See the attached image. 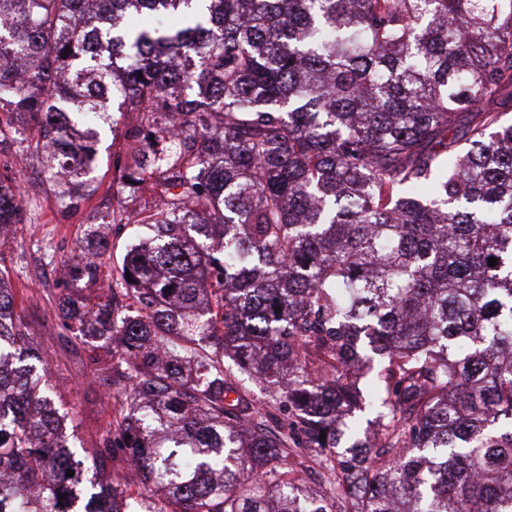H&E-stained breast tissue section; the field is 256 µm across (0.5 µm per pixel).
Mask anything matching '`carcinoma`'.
<instances>
[{"mask_svg":"<svg viewBox=\"0 0 512 512\" xmlns=\"http://www.w3.org/2000/svg\"><path fill=\"white\" fill-rule=\"evenodd\" d=\"M85 2L0 0V60L31 58L0 64V228L29 166L78 208L122 128L112 224L143 233L61 317L128 383L99 448L144 493L85 477L0 272V512H512V0Z\"/></svg>","mask_w":512,"mask_h":512,"instance_id":"cac0c4a2","label":"carcinoma"}]
</instances>
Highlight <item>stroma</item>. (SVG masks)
<instances>
[{
  "mask_svg": "<svg viewBox=\"0 0 512 512\" xmlns=\"http://www.w3.org/2000/svg\"><path fill=\"white\" fill-rule=\"evenodd\" d=\"M97 175L101 179L98 191L79 211L68 214L33 170L24 171L25 221L0 246L7 257L5 282L15 294L25 341L53 374L54 404L73 427L78 458L89 474L123 469V458L100 454L99 441L116 410L129 403L130 395L113 374L106 353L91 350L65 330L57 303L63 297L87 305L106 300L112 269L122 260L126 240L112 237L104 246L98 287L72 277L58 280L53 270L72 266L83 247L91 243L88 229L97 214L112 209L113 176L103 168Z\"/></svg>",
  "mask_w": 512,
  "mask_h": 512,
  "instance_id": "1",
  "label": "stroma"
}]
</instances>
